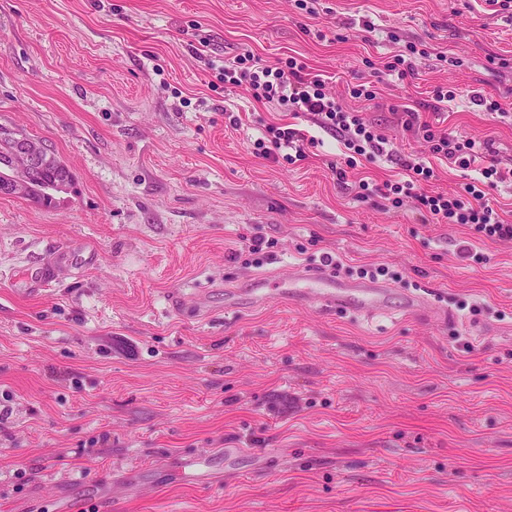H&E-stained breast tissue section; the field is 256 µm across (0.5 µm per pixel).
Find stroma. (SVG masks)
<instances>
[{
  "label": "stroma",
  "mask_w": 512,
  "mask_h": 512,
  "mask_svg": "<svg viewBox=\"0 0 512 512\" xmlns=\"http://www.w3.org/2000/svg\"><path fill=\"white\" fill-rule=\"evenodd\" d=\"M297 2L0 0V126L72 173L52 207L0 196V512H512V242L371 190L411 154L435 171L422 192L475 176L430 155L406 110L492 140L512 167V12L319 0L311 16ZM412 46L414 74L388 75ZM246 50L304 61L392 157L338 182L335 133L215 85L214 65ZM359 84L373 99L351 97ZM441 87L454 102H436ZM288 120L315 155L256 157L264 124ZM256 236L268 260L249 253ZM82 250L94 264H74ZM325 253L400 272L451 321L275 301L225 314V284ZM44 262L59 268L49 291L19 294ZM195 285L211 320L167 310Z\"/></svg>",
  "instance_id": "1"
}]
</instances>
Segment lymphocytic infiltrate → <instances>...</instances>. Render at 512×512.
<instances>
[{"instance_id":"1","label":"lymphocytic infiltrate","mask_w":512,"mask_h":512,"mask_svg":"<svg viewBox=\"0 0 512 512\" xmlns=\"http://www.w3.org/2000/svg\"><path fill=\"white\" fill-rule=\"evenodd\" d=\"M224 85L245 91L255 102L276 105L292 114L310 112L316 115L321 128L335 132L349 153L366 159L383 156L388 138L375 126L366 123L361 113L344 109L334 96L324 90L320 75L309 72L307 65L293 57L268 65L251 53L237 55L232 63L217 70ZM406 130L419 134L429 144L432 155L452 160L466 169L478 165L480 177L467 183L462 190L429 195L419 189L421 182L434 175L421 157L403 160L406 173L402 179H388L376 185L375 191L392 203L410 199L435 224H462L479 238L511 242L512 219L485 198V187L512 182V168L499 167L492 159L489 141L457 138L421 121L417 112L406 111L402 116ZM316 143L283 124H268L263 137L254 143L257 157L270 159L284 149L294 151L296 159L304 160Z\"/></svg>"}]
</instances>
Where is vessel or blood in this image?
I'll list each match as a JSON object with an SVG mask.
<instances>
[{"mask_svg": "<svg viewBox=\"0 0 512 512\" xmlns=\"http://www.w3.org/2000/svg\"><path fill=\"white\" fill-rule=\"evenodd\" d=\"M58 270L50 263L25 271L21 279L26 295L35 296L56 280ZM279 300L294 308H311L322 313L342 310L356 316L401 313L427 316L447 322V308L422 294L402 291L370 279L340 277L327 265L291 266L273 276L253 275L224 291L225 313L266 306Z\"/></svg>", "mask_w": 512, "mask_h": 512, "instance_id": "obj_1", "label": "vessel or blood"}]
</instances>
